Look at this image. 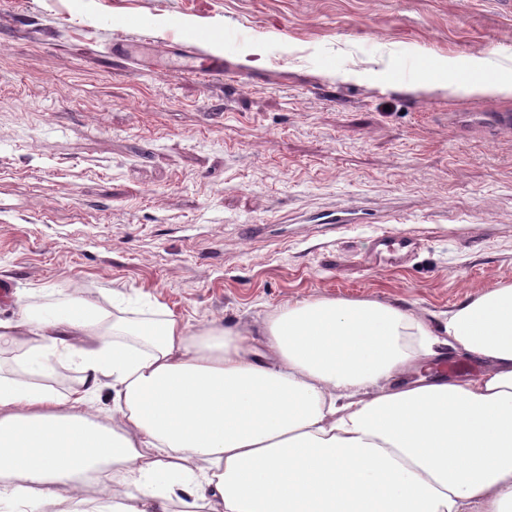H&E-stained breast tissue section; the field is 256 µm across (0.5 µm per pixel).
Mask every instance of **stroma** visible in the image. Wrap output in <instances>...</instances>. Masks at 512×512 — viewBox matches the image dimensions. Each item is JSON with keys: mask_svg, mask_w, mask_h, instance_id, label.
Returning <instances> with one entry per match:
<instances>
[{"mask_svg": "<svg viewBox=\"0 0 512 512\" xmlns=\"http://www.w3.org/2000/svg\"><path fill=\"white\" fill-rule=\"evenodd\" d=\"M176 28L207 32L233 90L109 50ZM510 49L496 0H0V317L76 287L193 326L316 295L443 319L512 284V137L448 124L512 96L382 82ZM341 207L359 222L318 223ZM383 230L422 245L370 268Z\"/></svg>", "mask_w": 512, "mask_h": 512, "instance_id": "obj_1", "label": "stroma"}]
</instances>
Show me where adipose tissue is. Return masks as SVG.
I'll list each match as a JSON object with an SVG mask.
<instances>
[{
    "label": "adipose tissue",
    "mask_w": 512,
    "mask_h": 512,
    "mask_svg": "<svg viewBox=\"0 0 512 512\" xmlns=\"http://www.w3.org/2000/svg\"><path fill=\"white\" fill-rule=\"evenodd\" d=\"M442 346L477 371L423 376ZM3 347L0 512H512V284L436 327L370 298L255 330L70 294L20 303Z\"/></svg>",
    "instance_id": "adipose-tissue-1"
}]
</instances>
